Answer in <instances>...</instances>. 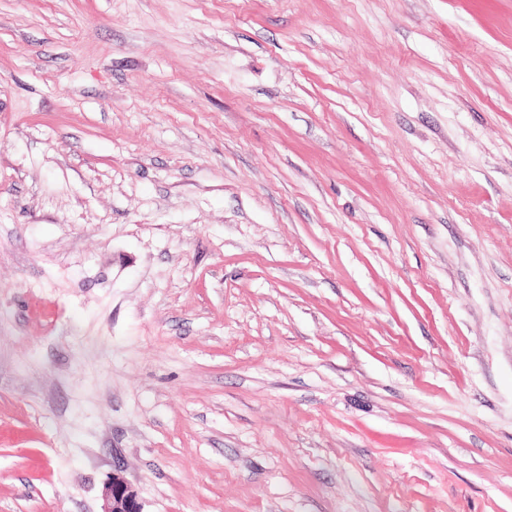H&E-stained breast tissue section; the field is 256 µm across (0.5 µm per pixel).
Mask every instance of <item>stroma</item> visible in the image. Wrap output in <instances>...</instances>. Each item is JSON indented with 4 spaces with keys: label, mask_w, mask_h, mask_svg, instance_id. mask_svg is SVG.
<instances>
[{
    "label": "stroma",
    "mask_w": 512,
    "mask_h": 512,
    "mask_svg": "<svg viewBox=\"0 0 512 512\" xmlns=\"http://www.w3.org/2000/svg\"><path fill=\"white\" fill-rule=\"evenodd\" d=\"M512 512V0H0V512ZM103 500L102 512H143L137 489L120 471L105 482Z\"/></svg>",
    "instance_id": "obj_1"
}]
</instances>
